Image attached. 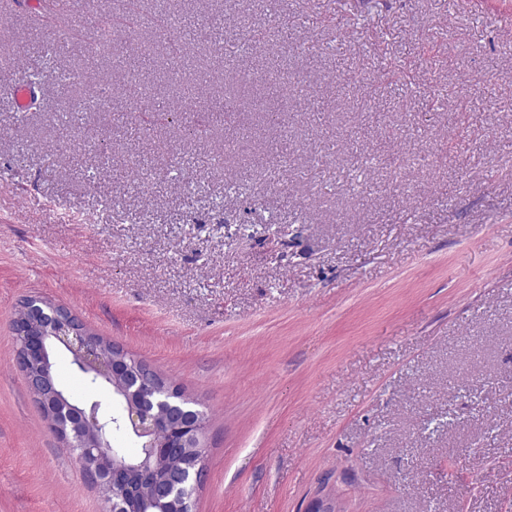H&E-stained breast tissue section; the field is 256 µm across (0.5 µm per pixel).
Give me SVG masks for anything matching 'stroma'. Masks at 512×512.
Segmentation results:
<instances>
[{
  "mask_svg": "<svg viewBox=\"0 0 512 512\" xmlns=\"http://www.w3.org/2000/svg\"><path fill=\"white\" fill-rule=\"evenodd\" d=\"M279 7L278 49L181 58L182 16L253 26L258 0H179L164 26L145 0L113 48L96 29L126 0H0V89L52 44L74 74L21 122L0 92V512L108 510L16 364L29 297L204 404L194 512H512V0ZM182 157L202 193L167 180ZM272 214L279 241L238 238Z\"/></svg>",
  "mask_w": 512,
  "mask_h": 512,
  "instance_id": "obj_1",
  "label": "stroma"
}]
</instances>
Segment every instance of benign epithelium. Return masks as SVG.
I'll return each mask as SVG.
<instances>
[{
	"mask_svg": "<svg viewBox=\"0 0 512 512\" xmlns=\"http://www.w3.org/2000/svg\"><path fill=\"white\" fill-rule=\"evenodd\" d=\"M27 303L26 316L16 320L13 326L16 361L52 429L66 441L73 437L80 439L79 457L85 480L98 487L110 486L115 491L110 500L111 512H126L129 496L133 494L129 483L131 473L135 469L144 470V466L134 468L117 458L112 444L100 436L88 439L83 435L85 424L94 418L96 406L92 404L83 410L68 405L56 375L50 370L46 348L49 337L71 355L79 368L111 382L112 396L129 404L127 432L142 442L145 456L157 459L163 453L171 463L167 482L153 486L151 498L160 512H181L175 494L190 482L200 484L204 476V416L200 413L191 415L178 405L162 407L154 403L151 376L132 372L122 349L112 360H105L91 334L66 306L30 299ZM160 423L169 429L168 438L161 442L156 440V428ZM188 448L193 449L200 461L193 474L179 466Z\"/></svg>",
	"mask_w": 512,
	"mask_h": 512,
	"instance_id": "obj_1",
	"label": "benign epithelium"
}]
</instances>
